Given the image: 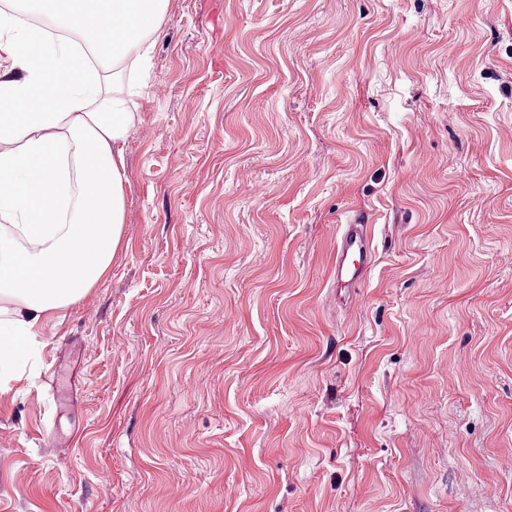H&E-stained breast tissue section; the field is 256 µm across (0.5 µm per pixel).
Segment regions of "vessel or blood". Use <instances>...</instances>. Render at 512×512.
Segmentation results:
<instances>
[{"label": "vessel or blood", "instance_id": "1", "mask_svg": "<svg viewBox=\"0 0 512 512\" xmlns=\"http://www.w3.org/2000/svg\"><path fill=\"white\" fill-rule=\"evenodd\" d=\"M367 224H344L336 242L334 275L337 288L344 290L349 301H357L359 290L374 264V249Z\"/></svg>", "mask_w": 512, "mask_h": 512}]
</instances>
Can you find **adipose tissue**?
Here are the masks:
<instances>
[{
  "label": "adipose tissue",
  "instance_id": "obj_1",
  "mask_svg": "<svg viewBox=\"0 0 512 512\" xmlns=\"http://www.w3.org/2000/svg\"><path fill=\"white\" fill-rule=\"evenodd\" d=\"M169 0H23L52 27L0 12V385L44 321L108 271L124 224V145Z\"/></svg>",
  "mask_w": 512,
  "mask_h": 512
}]
</instances>
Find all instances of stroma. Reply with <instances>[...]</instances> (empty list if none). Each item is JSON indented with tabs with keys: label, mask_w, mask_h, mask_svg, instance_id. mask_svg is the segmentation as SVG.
<instances>
[{
	"label": "stroma",
	"mask_w": 512,
	"mask_h": 512,
	"mask_svg": "<svg viewBox=\"0 0 512 512\" xmlns=\"http://www.w3.org/2000/svg\"><path fill=\"white\" fill-rule=\"evenodd\" d=\"M153 39L112 266L0 386V512H512V0H169ZM371 227L367 224H342L336 242V257L334 275L336 298L341 302V291H346L343 299L356 302L359 297V288L369 277L374 264V249L370 233Z\"/></svg>",
	"instance_id": "stroma-1"
}]
</instances>
